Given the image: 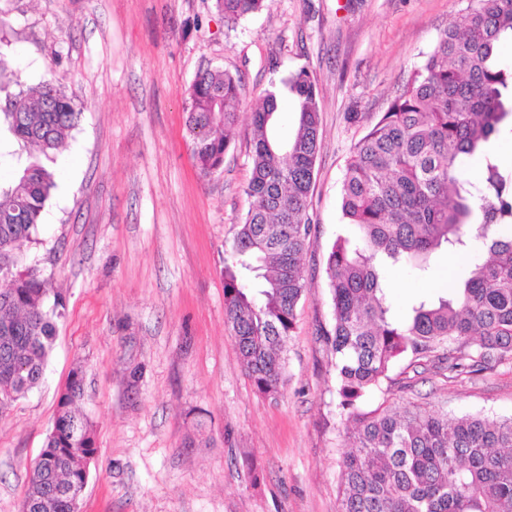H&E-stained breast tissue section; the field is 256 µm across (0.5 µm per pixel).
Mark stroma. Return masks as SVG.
I'll return each mask as SVG.
<instances>
[{"instance_id":"35a3bbf8","label":"stroma","mask_w":512,"mask_h":512,"mask_svg":"<svg viewBox=\"0 0 512 512\" xmlns=\"http://www.w3.org/2000/svg\"><path fill=\"white\" fill-rule=\"evenodd\" d=\"M458 0H269L224 24L215 0H0V55L23 88L53 79L82 107L24 262L66 312L45 379L0 418V512H21L61 385L82 367L98 448L81 512H337L349 413L318 334L331 320L325 255L346 227L354 144L386 112ZM240 77L245 102L222 168L197 170L186 99L197 71ZM309 70L322 105L307 288L278 400L257 391L224 318L225 249L248 207L251 105ZM469 260L437 255L428 280L390 275L396 306L444 292ZM364 410L444 403L449 416L512 417V361L449 379L427 361L391 370Z\"/></svg>"}]
</instances>
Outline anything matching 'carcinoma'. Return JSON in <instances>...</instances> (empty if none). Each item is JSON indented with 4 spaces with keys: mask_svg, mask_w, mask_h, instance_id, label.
Segmentation results:
<instances>
[{
    "mask_svg": "<svg viewBox=\"0 0 512 512\" xmlns=\"http://www.w3.org/2000/svg\"><path fill=\"white\" fill-rule=\"evenodd\" d=\"M400 93L353 147L340 208L347 235L326 256L330 327L320 335L334 358L336 397L350 410L354 450L341 461L338 512H512V418L448 417L442 406L408 403L364 411L359 403L402 358L418 366L432 354L458 378L512 359V171L489 145L512 117V70L498 66L501 39L512 36V0H463ZM266 0H216L236 25ZM292 101V133L276 114ZM243 87L228 70L200 71L189 90L186 126L201 175L224 162L238 123ZM74 100L52 81L6 98L0 124L26 156L0 183V416L44 377L63 316L49 281L21 265L57 187L54 161L81 120ZM249 206L224 262L225 320L258 391L276 398L286 384V345L306 288L303 256L311 245L309 196L322 146L316 81L304 68L272 85L251 112ZM481 155L477 193L466 188V160ZM473 261L445 295L421 294L404 310L391 300L389 266L417 278L431 257ZM84 374L73 368L61 388L56 427L34 459L25 496L37 512H71L64 492L87 484L96 455L93 425L80 409Z\"/></svg>",
    "mask_w": 512,
    "mask_h": 512,
    "instance_id": "cac0c4a2",
    "label": "carcinoma"
}]
</instances>
